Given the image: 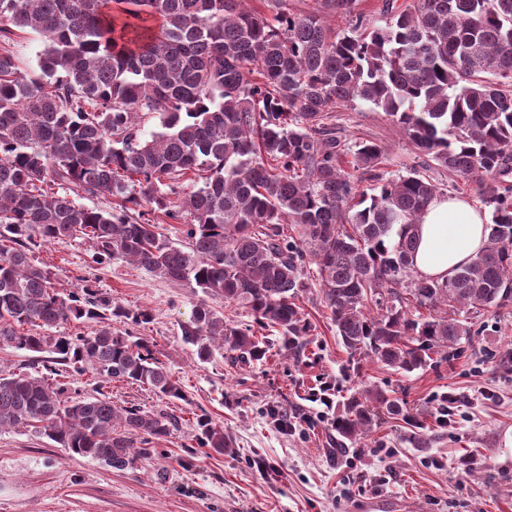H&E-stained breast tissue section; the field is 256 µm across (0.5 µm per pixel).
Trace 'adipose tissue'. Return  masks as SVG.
Wrapping results in <instances>:
<instances>
[{
	"label": "adipose tissue",
	"mask_w": 512,
	"mask_h": 512,
	"mask_svg": "<svg viewBox=\"0 0 512 512\" xmlns=\"http://www.w3.org/2000/svg\"><path fill=\"white\" fill-rule=\"evenodd\" d=\"M486 215L471 201L435 199L424 212L417 231L414 270L425 277L446 279L483 249Z\"/></svg>",
	"instance_id": "ef3b65f1"
}]
</instances>
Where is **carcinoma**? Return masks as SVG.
<instances>
[{"label": "carcinoma", "instance_id": "obj_1", "mask_svg": "<svg viewBox=\"0 0 512 512\" xmlns=\"http://www.w3.org/2000/svg\"><path fill=\"white\" fill-rule=\"evenodd\" d=\"M245 2L0 0V350L43 353L51 375L187 401L153 342L112 332V317L141 325L147 310L91 284L60 293L36 263L41 243L74 238L92 242L97 264L121 259L200 289L182 338L202 362L222 349L253 364L274 348L309 365L316 327L299 302L313 286L347 353L345 376L365 356L405 373L449 362L481 335L470 313L512 302V0H384L375 21L359 0ZM28 30L44 47L23 74L12 42ZM356 101L416 150L406 173L387 176L386 146L351 142L336 124V109ZM147 117L159 130L145 131ZM440 170L473 182L490 208L485 246L442 281L412 267L416 226L444 195ZM366 180L379 186L369 193ZM82 195L115 207L80 205ZM145 204L184 223L185 243L133 214ZM209 297L253 323L220 316ZM83 318L100 328L53 333ZM338 393L330 381L308 392L335 408L336 450L386 418L425 447L424 423L397 392L364 386L335 402ZM176 423L0 369V430L33 428L117 470L163 456L156 444ZM193 440L218 454L233 447L205 414Z\"/></svg>", "mask_w": 512, "mask_h": 512}]
</instances>
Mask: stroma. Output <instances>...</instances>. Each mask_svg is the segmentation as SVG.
<instances>
[{"label":"stroma","mask_w":512,"mask_h":512,"mask_svg":"<svg viewBox=\"0 0 512 512\" xmlns=\"http://www.w3.org/2000/svg\"><path fill=\"white\" fill-rule=\"evenodd\" d=\"M350 138L376 139L388 149L386 171L404 173L414 154L384 112L358 102L339 109ZM89 240L43 244L39 265L51 270L58 290L91 283L149 323L113 318L112 329L144 336L178 380L186 401L168 400L122 381L69 377L71 396L104 391L113 405H140L180 416L158 442L163 458L116 470L71 452L29 429L0 431V512H360L377 498L392 512H512V371L498 357L512 351V306L482 311L484 331L452 362L401 374L366 360L345 388L378 385L404 392L410 412L423 414L427 445L406 440L407 426L392 420L347 452L336 453V433L323 405L296 395L297 383L333 378L347 354L336 340L330 312L316 295L301 307L316 327L319 360L300 369L277 355L231 366L223 352L199 361L182 328L202 298L200 290L154 276L122 260L93 263ZM456 396L447 424L433 410L442 394ZM300 408L305 416L282 430L267 407ZM207 414L233 439L227 454L192 453L195 418ZM192 457L189 467L178 460Z\"/></svg>","instance_id":"1"}]
</instances>
